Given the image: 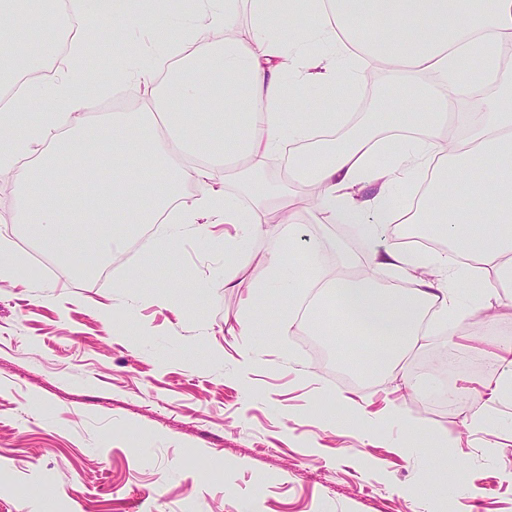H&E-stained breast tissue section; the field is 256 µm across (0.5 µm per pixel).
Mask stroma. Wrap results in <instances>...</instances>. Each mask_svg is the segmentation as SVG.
<instances>
[{
    "instance_id": "35a3bbf8",
    "label": "stroma",
    "mask_w": 512,
    "mask_h": 512,
    "mask_svg": "<svg viewBox=\"0 0 512 512\" xmlns=\"http://www.w3.org/2000/svg\"><path fill=\"white\" fill-rule=\"evenodd\" d=\"M423 78L374 71L353 92V115ZM94 109L136 112L143 90L101 79L83 88ZM18 186L0 174V235L27 263L0 282V512H512V402L486 404L485 384L499 376L488 352L512 344V292L502 289L468 311L456 336L439 333L392 374L376 378L347 335L332 336L315 359L304 337L282 325L275 299H256L264 335L256 363L240 375V311L257 259L274 235L257 238L241 261L240 288H224L223 242H181V262L132 282L148 257L138 249L110 277L38 268L42 251L17 221ZM298 209L307 207L295 197ZM335 233L360 242L344 224L326 227L306 214L284 246L301 261L306 245ZM456 345L473 369L456 372L462 400L442 410L405 388L432 376V350ZM364 399L369 411L397 401L409 425L354 427L338 394ZM336 419L318 421L317 411ZM486 423L473 424L476 413ZM415 447H406L409 433ZM458 468L459 487L425 493L436 457Z\"/></svg>"
}]
</instances>
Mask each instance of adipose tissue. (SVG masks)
Masks as SVG:
<instances>
[{
  "label": "adipose tissue",
  "mask_w": 512,
  "mask_h": 512,
  "mask_svg": "<svg viewBox=\"0 0 512 512\" xmlns=\"http://www.w3.org/2000/svg\"><path fill=\"white\" fill-rule=\"evenodd\" d=\"M56 0H0V34L24 40L31 68L61 57L52 80L26 81L17 101L0 103V169L23 167L22 197L40 194V208L24 207L25 235L45 253L86 273L114 256L148 224L189 226L202 245L214 241L212 225L229 224L224 244L235 258H249L266 225L290 236L301 223L289 210L287 186L270 189L262 162L288 153L293 178L319 189L320 224L351 225L362 254L329 238L310 243L312 274L284 259L280 248L265 256L256 289L273 288L289 312L308 305L320 326L326 304H308L311 292L337 298V313L351 336L365 343V364L375 374L395 369L426 345L431 324L462 317L457 285L492 281L512 288V71L502 65L512 46V0H250L252 34L233 36L229 0H65L64 9L84 28L123 47L129 29L155 34L157 48L127 56L121 77L150 88L141 111L113 112L95 124L61 132L59 111L88 112L79 92L90 73L88 42L65 51L40 30ZM305 28H297V16ZM481 62L482 80L497 97L471 101L462 61ZM381 66L431 75L435 90L397 104L408 131L375 142L383 115L367 130L327 139L321 160L303 166L300 155L316 130L336 129L332 112L298 118L295 108L354 86ZM296 77L286 83L284 74ZM38 116L22 125L16 103ZM73 160L63 170L65 160ZM239 168L245 189L236 196L214 187L216 169ZM465 181L467 203L448 212L456 181ZM193 185L190 202L181 189ZM376 193L362 197V189ZM436 225L444 250L387 242L393 224ZM338 254L372 274L334 275L319 262L321 251ZM379 269L397 272L406 284H380Z\"/></svg>",
  "instance_id": "adipose-tissue-1"
}]
</instances>
